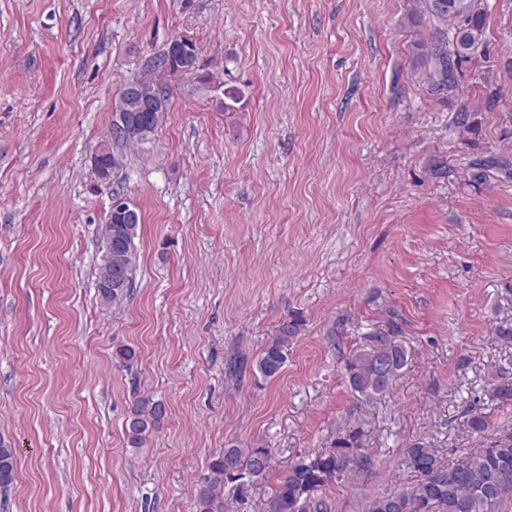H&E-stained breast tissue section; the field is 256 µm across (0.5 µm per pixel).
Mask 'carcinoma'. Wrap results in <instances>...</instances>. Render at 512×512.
Wrapping results in <instances>:
<instances>
[{
	"label": "carcinoma",
	"mask_w": 512,
	"mask_h": 512,
	"mask_svg": "<svg viewBox=\"0 0 512 512\" xmlns=\"http://www.w3.org/2000/svg\"><path fill=\"white\" fill-rule=\"evenodd\" d=\"M424 11L440 25L451 29L454 55L441 45L428 52L430 90L440 95L453 80L455 65L471 59L484 45V15L479 0H422ZM180 58H169L168 51L153 57L150 67L170 75L182 73ZM167 108L147 112L143 137L119 140L115 146H139L152 142ZM130 204L112 208L101 236L104 250L98 266L97 288L105 304L121 302L135 288L139 266L137 239L141 213L129 223ZM304 320L292 313L279 326L276 336L261 351L255 362L256 373L265 379L284 369L289 350L301 335ZM405 342L394 333L368 337V343L355 351L347 363V378L352 392L361 399L373 400L389 392L408 366ZM493 399L512 404V380L500 373ZM166 413L163 403L148 398L134 402L125 423V437L131 448H141L159 428ZM471 431L482 438L480 444L447 464L435 450L416 442L404 450L401 464L414 476L413 483L371 498L365 512H499L502 503L512 500V492L499 490L503 479L512 484V427L491 428L481 413L469 419ZM361 433L348 429L328 448L297 456L280 478L265 503L264 512H329L326 489L336 477L366 466L369 458L361 451ZM16 449L0 446V488L15 480ZM271 449L229 446L210 463L209 475L196 489L197 512H225V491L230 487L243 498L249 488L264 480L270 469Z\"/></svg>",
	"instance_id": "1"
}]
</instances>
